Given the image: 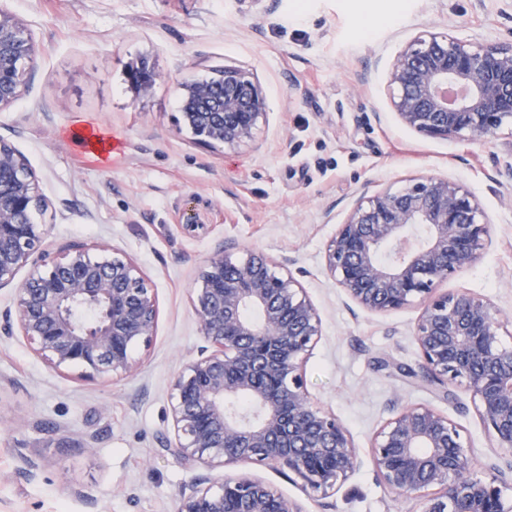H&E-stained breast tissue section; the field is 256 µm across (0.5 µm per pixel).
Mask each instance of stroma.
<instances>
[{"label":"stroma","instance_id":"obj_1","mask_svg":"<svg viewBox=\"0 0 512 512\" xmlns=\"http://www.w3.org/2000/svg\"><path fill=\"white\" fill-rule=\"evenodd\" d=\"M38 51L23 92L0 109V140L35 171L51 203L58 248L98 244L132 257L151 279L160 317L140 368L85 382L49 370L19 338L0 334V512H174L181 490L219 470L173 456L169 380L205 345L191 288L213 253L261 250L300 282L322 335L306 364L311 395L368 450L402 406L431 404L460 429L474 474L496 451L470 390L443 400L418 378L419 305L367 312L330 279L324 250L361 189L421 175L452 177L491 221L492 244L439 283L512 315V130L492 141L430 139L391 112L385 74L426 31L512 43V0H0ZM165 74L138 99L127 62ZM233 65L254 72L269 109L255 145L210 148L179 128L178 83ZM104 129L102 158L71 138ZM303 512H418L371 467L333 495L309 498L272 469L236 465Z\"/></svg>","mask_w":512,"mask_h":512}]
</instances>
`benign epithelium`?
<instances>
[{
    "instance_id": "1",
    "label": "benign epithelium",
    "mask_w": 512,
    "mask_h": 512,
    "mask_svg": "<svg viewBox=\"0 0 512 512\" xmlns=\"http://www.w3.org/2000/svg\"><path fill=\"white\" fill-rule=\"evenodd\" d=\"M37 49L25 25L0 8V109L22 93ZM138 98L165 80L141 57L126 67ZM399 123L442 140L497 136L512 123V45L462 41L442 32L414 39L386 72ZM181 128L211 147L256 142L267 98L255 73L226 66L218 76L179 83ZM48 205L36 173L0 140V288L16 284L3 330L22 337L52 371L96 382L134 374L136 347L156 336L159 306L150 278L117 250L53 251ZM491 243L475 196L445 175L362 190L325 249L336 287L362 309L386 313L418 304L413 330L422 378L443 389L466 384L476 414L502 451L491 481L472 472L460 430L427 404L402 407L371 439L377 480L421 512H512L502 485L512 475V349L505 321L485 298L437 292ZM27 276L16 281L18 273ZM192 314L209 349L170 381L174 439L163 447L210 468L250 464L286 472L312 495H327L361 464V450L336 415L314 401L305 363L322 335L319 311L300 283L263 251H221L201 267ZM246 398L251 410L238 408ZM176 512H303L265 481L224 476L179 493Z\"/></svg>"
}]
</instances>
